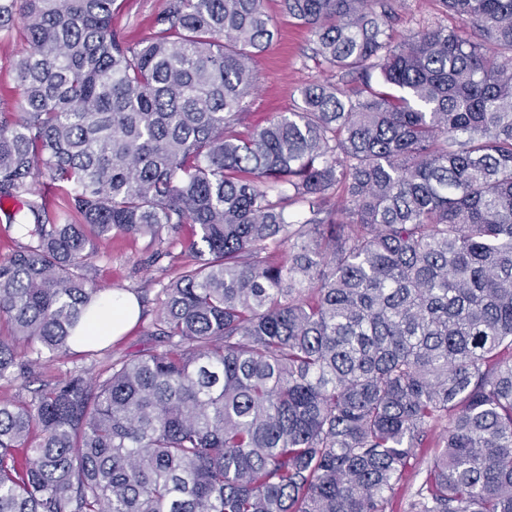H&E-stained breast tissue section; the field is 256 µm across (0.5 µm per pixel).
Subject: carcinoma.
Listing matches in <instances>:
<instances>
[{
    "label": "carcinoma",
    "mask_w": 512,
    "mask_h": 512,
    "mask_svg": "<svg viewBox=\"0 0 512 512\" xmlns=\"http://www.w3.org/2000/svg\"><path fill=\"white\" fill-rule=\"evenodd\" d=\"M441 2L397 42L399 0H283L336 82L243 134L265 0L136 42L116 0H0V379L71 352L90 251L191 225L166 349L0 399V512H393L426 446L405 512H512V0ZM28 46L16 32L0 31V110L20 112L21 87L12 67L14 58ZM431 448H418L416 457L413 461L415 468L412 472H417V476L409 483H405L398 491L397 497L393 504L394 512H405L406 504L409 499L410 493L414 491L416 486L423 480L426 475V467L431 458Z\"/></svg>",
    "instance_id": "carcinoma-1"
}]
</instances>
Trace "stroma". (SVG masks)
<instances>
[{
    "instance_id": "stroma-1",
    "label": "stroma",
    "mask_w": 512,
    "mask_h": 512,
    "mask_svg": "<svg viewBox=\"0 0 512 512\" xmlns=\"http://www.w3.org/2000/svg\"><path fill=\"white\" fill-rule=\"evenodd\" d=\"M166 0H118L112 16L114 29L127 39L147 35ZM266 9L273 19L275 38L255 63L257 89L248 99L243 130L266 124L277 113L288 111L300 100V90L311 83L331 78L330 70L307 56L310 36L291 18L281 0H267ZM456 18L446 13L439 0H401L399 18L393 24L396 39L408 38L425 25H456ZM25 48L15 33L0 31V110L19 109L21 87L12 67L14 58ZM170 255L156 257L149 238L131 242L115 237L90 255L88 263L97 282L107 291L138 294L141 317L138 324L118 339L109 342L113 357H121L159 345V337L151 333L157 308L156 295L167 283L166 268L174 256L182 252L181 243L170 247ZM106 366L102 356H68L35 369L31 373H14L0 379V399L24 396L41 382L73 375L92 376Z\"/></svg>"
}]
</instances>
